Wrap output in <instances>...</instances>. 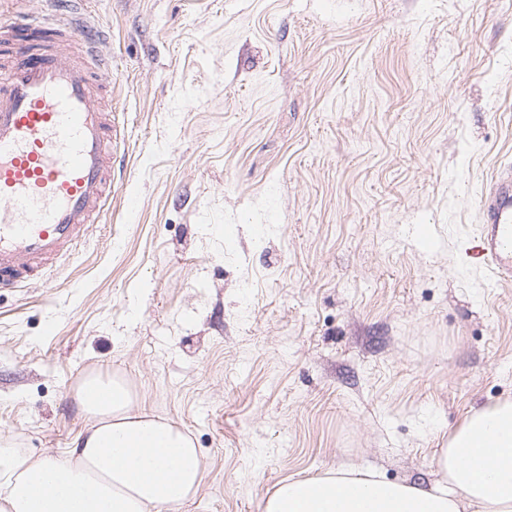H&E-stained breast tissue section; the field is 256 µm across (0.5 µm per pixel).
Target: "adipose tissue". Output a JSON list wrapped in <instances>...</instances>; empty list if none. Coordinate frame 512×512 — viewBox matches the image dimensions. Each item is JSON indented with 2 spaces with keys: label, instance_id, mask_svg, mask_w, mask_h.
<instances>
[{
  "label": "adipose tissue",
  "instance_id": "adipose-tissue-1",
  "mask_svg": "<svg viewBox=\"0 0 512 512\" xmlns=\"http://www.w3.org/2000/svg\"><path fill=\"white\" fill-rule=\"evenodd\" d=\"M89 422L65 453L36 458L0 436V512H178L204 480L192 438L134 410L120 379L90 374L75 391ZM431 485L343 467L287 480L263 512H512V401L474 410L437 457Z\"/></svg>",
  "mask_w": 512,
  "mask_h": 512
}]
</instances>
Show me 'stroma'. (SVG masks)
<instances>
[{
	"instance_id": "1",
	"label": "stroma",
	"mask_w": 512,
	"mask_h": 512,
	"mask_svg": "<svg viewBox=\"0 0 512 512\" xmlns=\"http://www.w3.org/2000/svg\"><path fill=\"white\" fill-rule=\"evenodd\" d=\"M112 62L113 191L0 289V434L72 447L90 372L188 432L180 512H262L343 464L431 484L512 398V284L478 200L512 168V0H82Z\"/></svg>"
}]
</instances>
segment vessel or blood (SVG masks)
<instances>
[{
	"instance_id": "b4317fda",
	"label": "vessel or blood",
	"mask_w": 512,
	"mask_h": 512,
	"mask_svg": "<svg viewBox=\"0 0 512 512\" xmlns=\"http://www.w3.org/2000/svg\"><path fill=\"white\" fill-rule=\"evenodd\" d=\"M63 2L38 23H0V288L43 277L112 195V123L96 103L110 64ZM480 213L481 252L511 282L512 173L493 178Z\"/></svg>"
}]
</instances>
